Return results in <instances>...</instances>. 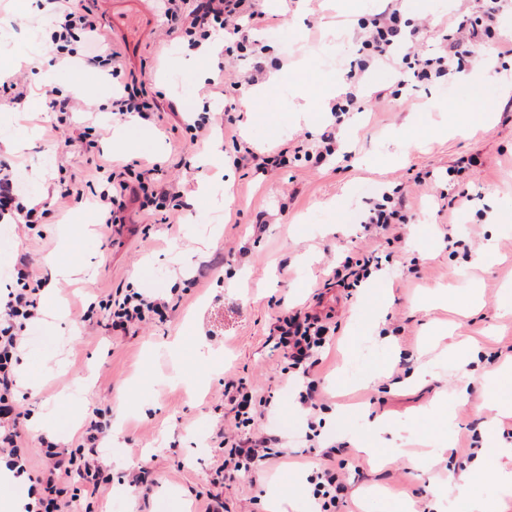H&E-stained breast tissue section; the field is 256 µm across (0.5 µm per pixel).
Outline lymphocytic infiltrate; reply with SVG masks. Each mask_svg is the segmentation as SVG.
<instances>
[{"label":"lymphocytic infiltrate","mask_w":512,"mask_h":512,"mask_svg":"<svg viewBox=\"0 0 512 512\" xmlns=\"http://www.w3.org/2000/svg\"><path fill=\"white\" fill-rule=\"evenodd\" d=\"M54 26L52 39L56 45L54 60L63 63L73 58L74 42L85 39L82 56L90 67L119 68L120 56L112 52L102 54L93 39L98 26L81 13L79 0H44L42 5ZM512 12V0H479L476 15L463 16L456 29L443 35L433 53L417 52V30L407 29L402 21L396 0H389L370 26L360 34V59L351 64L345 76L347 90L331 106L334 117L321 135L324 155L330 156L338 144L336 131L346 115L361 111L360 88L370 67L383 62L401 74L404 81L427 86L450 80L471 63L483 38L492 34L500 18ZM165 17L168 33L175 38H186L192 49H199L209 41L216 30H227L237 35L239 49L251 52L252 63L231 82L230 95L240 97L258 84L264 73L262 52L249 47V30L265 19L259 0H199L189 6L188 0H166ZM15 171L10 164H0V216L11 213L24 228H32L41 215L39 205L25 201L18 193ZM27 258H19L16 286L0 301V462L15 477L30 475V459L23 446L25 411L15 403L12 390L16 384V366L22 338L18 331L40 318V286L30 285L25 269ZM99 307L112 313L113 329H126L162 317L168 301L159 295L145 294L135 289L99 300ZM275 345L288 360L290 369L305 377L306 383L297 394V401L306 415L305 440L310 448L320 449L323 461L312 476V497L318 512H335L345 488L336 472L335 446L320 447L317 441V417L325 405L314 381L309 375L319 365L330 329L320 316L299 310L279 316L274 324ZM224 396L235 408L233 434L222 437L218 450L223 456L220 473L247 474L256 477L267 464L287 457L285 438L257 433L258 421L270 417L275 405L272 399L256 397L245 383L227 382ZM112 428L108 410H96L85 424L82 442L75 448H62L44 441L46 466L41 475L31 476V486L37 491L36 504L26 512H62L63 506L94 498L101 488L111 483L102 466L94 459L101 452L100 444Z\"/></svg>","instance_id":"lymphocytic-infiltrate-1"}]
</instances>
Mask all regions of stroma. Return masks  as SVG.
<instances>
[{"label":"stroma","instance_id":"obj_1","mask_svg":"<svg viewBox=\"0 0 512 512\" xmlns=\"http://www.w3.org/2000/svg\"><path fill=\"white\" fill-rule=\"evenodd\" d=\"M113 2L82 5L126 69L115 78L96 74L90 90L73 81L76 66H56L61 90L77 101L62 119L33 70L11 62L26 51L28 31L51 32L50 19H36L24 0H0V35L14 45L12 55L0 56V77L27 88L21 103L0 101V126L21 144L0 150V162L15 165L26 199L44 207L36 229L21 232L11 223L0 235V289L14 286V264L24 254L31 278L51 284L64 308L61 320L41 319L22 333L15 397L28 414L32 474L44 467L40 436L77 447L88 415L108 407L112 432L101 462L113 482L93 499L91 512H160L167 499L178 512H199V491L220 496L224 512H270L271 498L283 492L290 495L287 512H310L307 477L314 466L299 455L304 412L270 333L276 316L302 308L336 330L313 375L327 404L322 437L340 444L336 457L345 463L339 475L348 491L336 512H393L397 493L408 512H428L436 499L447 512H469L475 496L490 512H512L511 501L498 504L491 475L464 481L471 462L455 453L487 427L497 440L512 441V416L482 406L489 379L512 360V317L502 314L512 305V93L500 90L512 84V58L470 80L475 94L467 100L454 81L397 88L392 67L377 65L364 111L338 132L340 151L319 162L299 160L296 151L316 149L332 121H296L303 90L340 86L381 0H263L267 19L253 35L268 47L265 94L250 114L211 94L201 76L218 69L224 82L234 81L245 65L237 53L217 60L188 51L167 37L163 21H143L139 38L128 41L112 28ZM402 9L419 26L417 48L425 53L476 4L404 0ZM329 43L338 65L330 79L320 68ZM187 71L192 81L178 84ZM118 83L133 86L156 111L113 124L96 107ZM378 89L383 97L372 98ZM187 97L210 111L209 134L198 143L184 125ZM481 112L490 113L488 122L434 134ZM229 122L232 138L224 134ZM239 140L261 155L282 153L284 164L237 163ZM104 156L130 187L123 223L109 227L93 196ZM68 184L83 188V199L61 198ZM140 184L182 190L176 215L140 207L131 192ZM396 187L408 217L394 228L397 240L365 233L360 220L369 203ZM450 188L466 194L464 209L444 207L439 195ZM489 243L498 261L476 265ZM373 250L386 258L382 271L347 296L334 269ZM55 261L82 268V276H53ZM474 285L482 305L462 313ZM126 288L164 294L165 318L115 332L107 312L88 311L90 302ZM444 291L452 303L436 304ZM466 336L479 339L480 355L476 366L460 371L448 360V346ZM239 378L255 394L272 396L277 413L263 428L285 434L294 452L254 481L215 475L216 435L234 422L224 383ZM138 467L155 480L143 498L121 483Z\"/></svg>","mask_w":512,"mask_h":512}]
</instances>
